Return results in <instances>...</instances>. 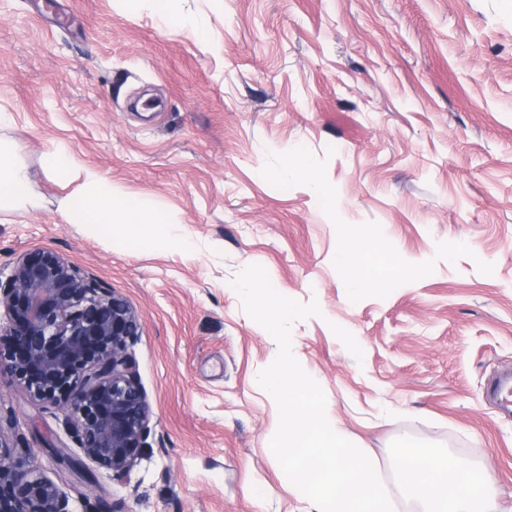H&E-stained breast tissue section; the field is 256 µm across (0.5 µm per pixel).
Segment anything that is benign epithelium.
Here are the masks:
<instances>
[{
    "instance_id": "obj_1",
    "label": "benign epithelium",
    "mask_w": 512,
    "mask_h": 512,
    "mask_svg": "<svg viewBox=\"0 0 512 512\" xmlns=\"http://www.w3.org/2000/svg\"><path fill=\"white\" fill-rule=\"evenodd\" d=\"M10 343L0 350L31 401L62 410L86 457L124 478L142 458L151 408L130 351L141 315L51 250H29L0 281ZM0 512H69L68 498L0 433Z\"/></svg>"
}]
</instances>
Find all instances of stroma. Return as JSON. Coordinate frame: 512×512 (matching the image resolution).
<instances>
[{
  "label": "stroma",
  "mask_w": 512,
  "mask_h": 512,
  "mask_svg": "<svg viewBox=\"0 0 512 512\" xmlns=\"http://www.w3.org/2000/svg\"><path fill=\"white\" fill-rule=\"evenodd\" d=\"M170 13L0 0V139L39 201L0 213V275L50 249L122 294L142 317L131 352L152 411L121 480L5 366L0 431L71 512H308L257 382L278 345L232 286L257 264L280 294L318 302L292 352L394 512L421 507L398 470L413 448L482 470L512 508V419L486 398L512 367V0H171ZM57 145L75 162L61 182L44 169ZM292 152L316 184L288 172ZM87 167L168 217L176 243L64 219ZM354 224L376 246L363 285L339 260ZM404 259L423 275L399 276Z\"/></svg>",
  "instance_id": "obj_1"
}]
</instances>
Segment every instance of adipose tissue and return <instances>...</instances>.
I'll return each instance as SVG.
<instances>
[{
  "mask_svg": "<svg viewBox=\"0 0 512 512\" xmlns=\"http://www.w3.org/2000/svg\"><path fill=\"white\" fill-rule=\"evenodd\" d=\"M30 179L18 160V146L0 140V211L35 206ZM65 215L81 213L96 227L120 226L126 237L134 239L152 230L159 242H170V223L146 204L131 205L110 188L103 176L85 171L77 190L62 203ZM407 491L427 507L426 512H486L490 503L486 487L466 489L468 472L452 460L431 455L423 449L399 461Z\"/></svg>",
  "mask_w": 512,
  "mask_h": 512,
  "instance_id": "obj_1",
  "label": "adipose tissue"
}]
</instances>
